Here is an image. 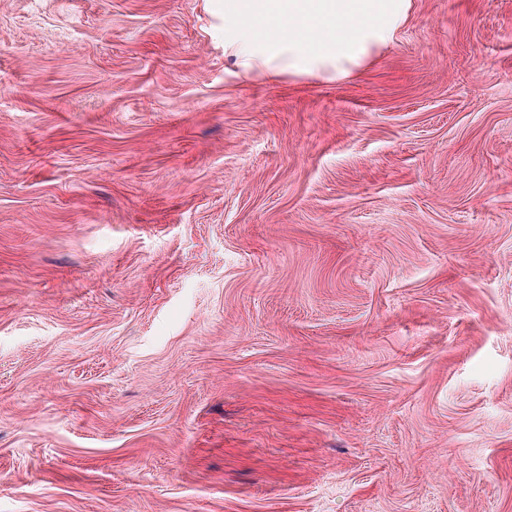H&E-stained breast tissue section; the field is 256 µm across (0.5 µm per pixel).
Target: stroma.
I'll list each match as a JSON object with an SVG mask.
<instances>
[{
    "instance_id": "obj_1",
    "label": "stroma",
    "mask_w": 512,
    "mask_h": 512,
    "mask_svg": "<svg viewBox=\"0 0 512 512\" xmlns=\"http://www.w3.org/2000/svg\"><path fill=\"white\" fill-rule=\"evenodd\" d=\"M0 512H512V0H0ZM410 0H225L227 46L247 73L348 76L405 22Z\"/></svg>"
}]
</instances>
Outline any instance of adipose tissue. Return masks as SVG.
I'll list each match as a JSON object with an SVG mask.
<instances>
[{
	"label": "adipose tissue",
	"instance_id": "adipose-tissue-1",
	"mask_svg": "<svg viewBox=\"0 0 512 512\" xmlns=\"http://www.w3.org/2000/svg\"><path fill=\"white\" fill-rule=\"evenodd\" d=\"M411 0H224L229 50L244 71L348 76L390 42Z\"/></svg>",
	"mask_w": 512,
	"mask_h": 512
}]
</instances>
